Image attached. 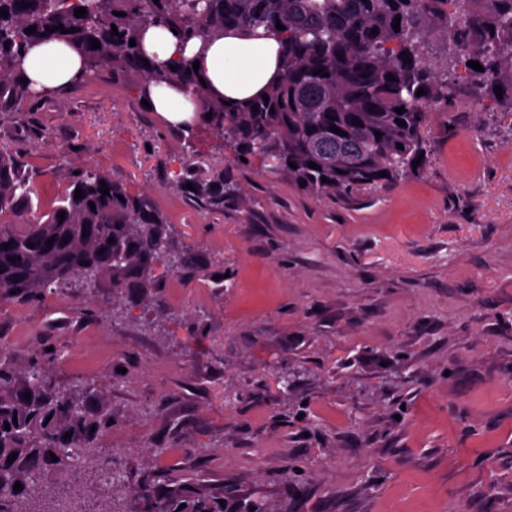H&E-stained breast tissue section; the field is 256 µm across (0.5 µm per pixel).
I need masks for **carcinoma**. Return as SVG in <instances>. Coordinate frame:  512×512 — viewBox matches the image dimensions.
<instances>
[{"instance_id": "carcinoma-1", "label": "carcinoma", "mask_w": 512, "mask_h": 512, "mask_svg": "<svg viewBox=\"0 0 512 512\" xmlns=\"http://www.w3.org/2000/svg\"><path fill=\"white\" fill-rule=\"evenodd\" d=\"M79 7L87 10L82 18L75 16ZM0 10L8 11L0 15V112L20 119L32 103L47 98L20 82L26 51L63 39L82 56L80 81L110 69L138 76L141 86L184 85L202 104L201 123L234 146V162L256 158L317 195L348 194L423 169L427 158L419 155L426 152L422 130L429 109L448 100L457 85H471L480 99L494 97L496 85L512 91V77L503 72L504 58L512 60V0H0ZM278 22L285 29H277ZM59 25L69 33L56 30ZM30 26L36 31L25 33ZM154 26L198 42L201 52L230 30L261 29L283 44L281 79L267 92L269 100L229 110L206 96L192 60L163 63L142 49V34ZM437 32L445 47L440 67L424 52ZM92 39L99 48H91ZM319 68L323 72L313 74ZM421 88L425 94L416 95ZM401 107L404 113H396ZM332 125L345 135L330 131ZM383 171L387 176H380ZM30 193L13 159L1 152L0 213L17 210ZM162 225L146 199L92 171L75 176L62 204L21 228L0 224V293L36 295L66 278L94 284L104 273L112 274L118 289L150 288L157 266L174 268ZM56 359L46 351L21 373L14 357L0 349V512H42L75 492L69 485L35 492L36 476L44 472L68 474L79 464L96 476L102 472L90 431L111 428L112 413L89 384L78 396L57 390L49 371ZM17 482L20 491L14 490ZM136 493L143 512H224L220 496L179 481L154 479Z\"/></svg>"}]
</instances>
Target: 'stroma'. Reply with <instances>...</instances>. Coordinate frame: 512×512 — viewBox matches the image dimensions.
<instances>
[{
	"label": "stroma",
	"instance_id": "35a3bbf8",
	"mask_svg": "<svg viewBox=\"0 0 512 512\" xmlns=\"http://www.w3.org/2000/svg\"><path fill=\"white\" fill-rule=\"evenodd\" d=\"M511 124L512 97L460 85L424 170L318 196L168 126L108 70L0 115L33 214L88 168L146 198L185 258L144 291L107 273L0 295V347L20 367L56 348V387L99 392L97 457L128 484L116 512H142L129 488L151 474L209 486L225 512L255 493L272 512H512ZM192 162L233 193L176 188Z\"/></svg>",
	"mask_w": 512,
	"mask_h": 512
}]
</instances>
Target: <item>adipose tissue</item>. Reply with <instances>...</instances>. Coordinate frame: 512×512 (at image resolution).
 <instances>
[{"label":"adipose tissue","instance_id":"adipose-tissue-1","mask_svg":"<svg viewBox=\"0 0 512 512\" xmlns=\"http://www.w3.org/2000/svg\"><path fill=\"white\" fill-rule=\"evenodd\" d=\"M143 49L162 62L181 56L199 59L207 92L237 103L278 79L282 54L278 40L268 36H226L213 41L202 53L194 43L182 42L172 31L159 26L146 31ZM24 69L34 90L56 93L81 76L83 61L65 42L52 40L29 49ZM142 95L165 123L186 127L199 120L198 109L185 87L153 83L143 89Z\"/></svg>","mask_w":512,"mask_h":512}]
</instances>
